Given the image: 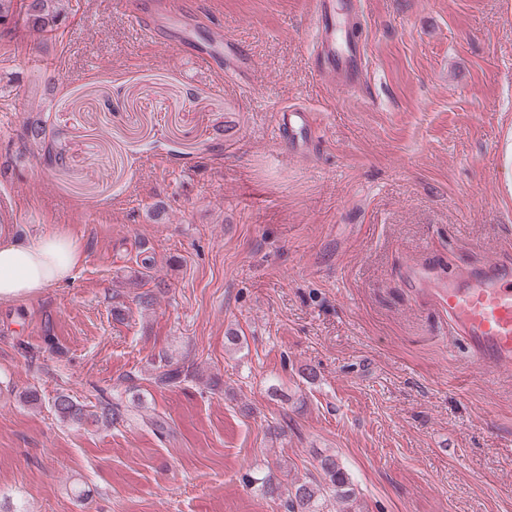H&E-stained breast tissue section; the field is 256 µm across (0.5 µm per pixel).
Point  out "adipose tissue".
Listing matches in <instances>:
<instances>
[{
	"instance_id": "1",
	"label": "adipose tissue",
	"mask_w": 512,
	"mask_h": 512,
	"mask_svg": "<svg viewBox=\"0 0 512 512\" xmlns=\"http://www.w3.org/2000/svg\"><path fill=\"white\" fill-rule=\"evenodd\" d=\"M82 260L78 243L54 232L31 242L0 238V301H16L68 281Z\"/></svg>"
}]
</instances>
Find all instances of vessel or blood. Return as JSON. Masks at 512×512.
I'll return each mask as SVG.
<instances>
[{"label":"vessel or blood","mask_w":512,"mask_h":512,"mask_svg":"<svg viewBox=\"0 0 512 512\" xmlns=\"http://www.w3.org/2000/svg\"><path fill=\"white\" fill-rule=\"evenodd\" d=\"M135 25L149 38H157L160 24L148 0H137L132 11ZM311 24L328 79L354 84L363 70L359 46L336 51L335 0H312ZM313 128L302 108H285L274 126L277 140L287 142L292 155L302 153ZM448 315L452 333L466 348L472 363L487 375L512 366V264L487 263L449 277L437 293Z\"/></svg>","instance_id":"obj_1"}]
</instances>
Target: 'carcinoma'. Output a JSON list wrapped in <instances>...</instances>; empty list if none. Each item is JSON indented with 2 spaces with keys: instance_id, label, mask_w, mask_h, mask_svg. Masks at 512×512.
Segmentation results:
<instances>
[{
  "instance_id": "1",
  "label": "carcinoma",
  "mask_w": 512,
  "mask_h": 512,
  "mask_svg": "<svg viewBox=\"0 0 512 512\" xmlns=\"http://www.w3.org/2000/svg\"><path fill=\"white\" fill-rule=\"evenodd\" d=\"M62 0H0V42L18 43L30 32L54 37L63 21ZM46 139V129L38 120H29L23 128L26 144H41ZM56 416L63 422L82 424L112 425L125 416V409L119 402L102 400L98 410L87 407L65 392L53 400ZM324 483L302 482L288 490L285 501L286 512H324L326 498L322 485H327L336 500L345 505V512H356L357 496L348 473L332 456L319 460Z\"/></svg>"
}]
</instances>
